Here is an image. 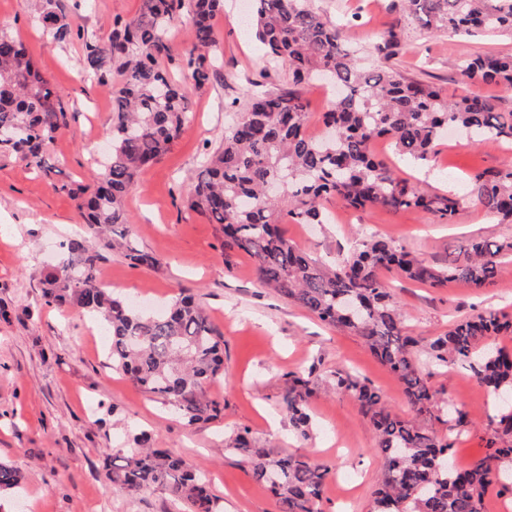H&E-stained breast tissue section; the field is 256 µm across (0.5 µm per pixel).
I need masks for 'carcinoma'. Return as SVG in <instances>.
I'll use <instances>...</instances> for the list:
<instances>
[{"instance_id": "1", "label": "carcinoma", "mask_w": 512, "mask_h": 512, "mask_svg": "<svg viewBox=\"0 0 512 512\" xmlns=\"http://www.w3.org/2000/svg\"><path fill=\"white\" fill-rule=\"evenodd\" d=\"M43 30L58 44L73 29L56 0H25ZM394 8L415 17L436 34L465 38L512 34V0H397ZM224 0H143L140 13L114 20L108 40L87 42L83 73L112 88L111 152L91 182L54 185L78 200L91 238L118 248L131 263L155 269L159 261L129 236L124 201L144 169L159 162L180 137L190 111L176 72L197 88L214 74L217 46L214 18ZM187 20L190 46L184 59L172 55L169 33ZM250 25L270 66L288 68L292 87L253 90L247 112L224 126V138L205 154L186 194L188 209L219 226L224 250L242 251L255 264L259 282L315 315L321 322L361 337L379 362L397 375L417 415L438 408L424 372L448 367L467 370L500 407L485 451L461 469L453 466L454 443L401 419L381 394L344 368L336 389L350 393L369 418L378 444L381 481L371 512H484L493 490L509 491L512 466V352L490 340L512 335V316L487 310L454 323L426 342L412 336L380 278L396 268L431 288L463 281L475 288L495 283L512 241L474 238L434 266L391 239L361 237L354 250L331 265L303 252L281 224H324L325 203L421 210L451 223L459 200L448 191L428 194L383 158L371 144L389 140L398 154L417 164L429 161L444 130L456 128L477 145L512 144V112L477 95L445 98L433 85L406 77L388 62L398 55L400 33L390 27L377 45L381 63L359 68L358 49L340 39L336 23L313 0H252ZM471 85L512 87V54H476L459 65ZM336 85L339 96L321 112L325 136L312 140L305 128V85ZM69 128L68 109L51 79L33 65L24 42L0 27V155L17 156L45 175L48 148ZM466 189L490 213L512 223V163L469 176ZM100 253L90 238H69L61 259L41 281L45 304L74 307L105 327L112 370L157 396L188 424L209 419L220 404L208 387L224 377L222 335L191 295L175 297L162 311L137 308L99 283ZM310 379L291 375L284 397L293 428L306 436ZM125 464L105 462L110 491L133 495L162 488L183 512H218L217 499L201 471L170 450L148 448L133 437ZM233 449L248 458L255 481L268 486L279 512H322L329 468L307 456L270 459L240 434ZM22 489L19 474L0 463V493Z\"/></svg>"}]
</instances>
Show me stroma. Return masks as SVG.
<instances>
[{
  "instance_id": "35a3bbf8",
  "label": "stroma",
  "mask_w": 512,
  "mask_h": 512,
  "mask_svg": "<svg viewBox=\"0 0 512 512\" xmlns=\"http://www.w3.org/2000/svg\"><path fill=\"white\" fill-rule=\"evenodd\" d=\"M393 0H314L340 27L342 40L361 49L360 62L377 63L375 47L394 20H401L400 52L393 61L406 76L437 84L443 95L474 93L499 111H512V88L467 86L458 69L478 52L512 53V35L469 39L433 35L412 18H397ZM74 30L60 45L43 34L23 0H0V22L29 48L36 67L49 77L69 108V128L46 155L51 177L16 157L0 156V461L23 478V496L0 495V512H178L167 491L138 495L110 492L103 462H121L136 433L146 432L155 448H168L201 468L223 512H276L267 487L248 463L228 450L240 431L269 455L304 454L327 465L323 512H370L381 478L373 454L377 434L348 393L333 389L336 368L377 388L390 409L424 431L443 436L437 416H416L400 380L352 333L327 327L308 311L261 287L254 264L241 252H225L218 225L184 205L205 153L224 137V108L246 111L256 80L275 92L287 83V68L271 71L258 42L246 30V0H224L216 26V76L205 87H187L190 120L162 161L143 171L126 199L129 234L158 259V269L135 266L120 253L102 249L101 278L114 295L153 306L180 290L193 293L224 337V377L208 389L220 401L217 418L189 425L154 395L107 366L101 329L76 309L45 305L40 280L60 256V244L79 232L75 200L55 190L58 182H87L96 169L112 127V92L97 78L80 74L87 41H105L114 18L137 15L142 0H58ZM512 162V147L478 146L463 136L435 145L428 166L401 163V170L431 193L457 189L474 172ZM326 224L285 222L283 229L303 251L330 259L348 251L364 233H377L405 246L417 258L447 262L471 238L512 237L472 196H463L453 223L428 212L393 213L354 209L329 202ZM406 325L430 339L457 320L485 309L512 311V257L488 288L451 282L430 288L387 271ZM310 374L314 425L308 436L294 433L283 402L289 374ZM428 385L441 408L459 407L471 424L453 452L467 464L482 453L494 431L495 410L486 392L465 371L434 372Z\"/></svg>"
}]
</instances>
